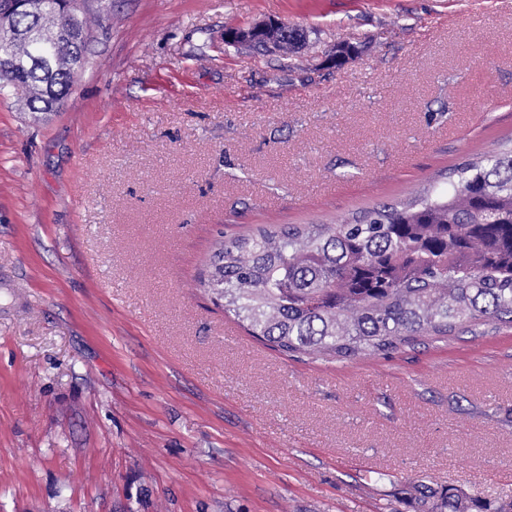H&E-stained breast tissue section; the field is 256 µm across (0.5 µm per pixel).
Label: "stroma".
<instances>
[{
	"label": "stroma",
	"mask_w": 512,
	"mask_h": 512,
	"mask_svg": "<svg viewBox=\"0 0 512 512\" xmlns=\"http://www.w3.org/2000/svg\"><path fill=\"white\" fill-rule=\"evenodd\" d=\"M89 9L105 22L55 113L0 95V512H417V481L512 497V328L296 359L196 288L216 234L337 223L511 141L512 0ZM261 20L305 46L225 43Z\"/></svg>",
	"instance_id": "35a3bbf8"
}]
</instances>
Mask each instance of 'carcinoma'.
<instances>
[{"label":"carcinoma","mask_w":512,"mask_h":512,"mask_svg":"<svg viewBox=\"0 0 512 512\" xmlns=\"http://www.w3.org/2000/svg\"><path fill=\"white\" fill-rule=\"evenodd\" d=\"M67 18L65 0H33L0 31V73L31 112L49 113L67 96L102 16H80L75 41L40 43L48 20ZM24 33L26 39L15 34ZM294 54L304 33H280ZM457 179L341 224H264L232 239L219 233L200 290L249 333L287 357H388L426 337L472 324H512V147L464 163ZM423 512H512V499L487 501L462 488L413 486Z\"/></svg>","instance_id":"1"}]
</instances>
